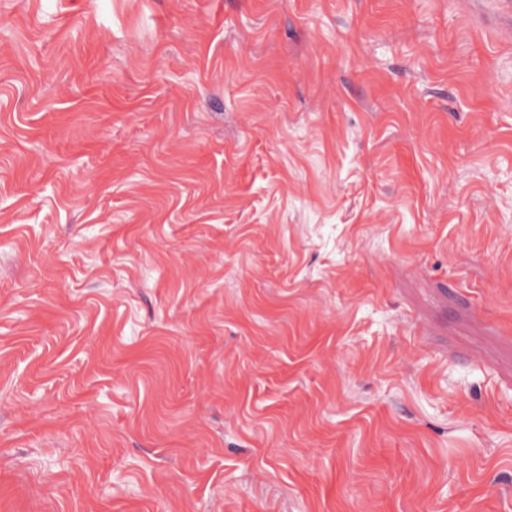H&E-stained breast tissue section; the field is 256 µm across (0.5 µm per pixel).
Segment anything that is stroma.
I'll use <instances>...</instances> for the list:
<instances>
[{
	"label": "stroma",
	"instance_id": "1",
	"mask_svg": "<svg viewBox=\"0 0 512 512\" xmlns=\"http://www.w3.org/2000/svg\"><path fill=\"white\" fill-rule=\"evenodd\" d=\"M0 512H512V13L0 0Z\"/></svg>",
	"mask_w": 512,
	"mask_h": 512
}]
</instances>
